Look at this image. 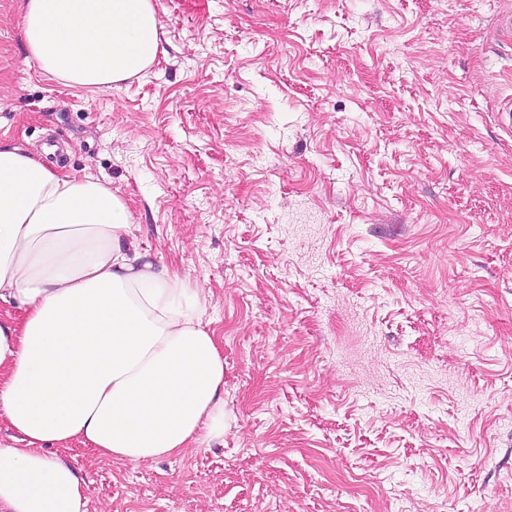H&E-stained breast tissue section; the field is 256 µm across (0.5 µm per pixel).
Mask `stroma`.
Masks as SVG:
<instances>
[{
	"instance_id": "stroma-1",
	"label": "stroma",
	"mask_w": 512,
	"mask_h": 512,
	"mask_svg": "<svg viewBox=\"0 0 512 512\" xmlns=\"http://www.w3.org/2000/svg\"><path fill=\"white\" fill-rule=\"evenodd\" d=\"M0 0V141L110 182L199 288L224 439L62 455L89 512H512V0H155L88 92Z\"/></svg>"
}]
</instances>
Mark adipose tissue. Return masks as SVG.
I'll return each mask as SVG.
<instances>
[{
	"label": "adipose tissue",
	"mask_w": 512,
	"mask_h": 512,
	"mask_svg": "<svg viewBox=\"0 0 512 512\" xmlns=\"http://www.w3.org/2000/svg\"><path fill=\"white\" fill-rule=\"evenodd\" d=\"M32 59L65 85L107 90L147 71L153 0H21ZM126 201L0 143V512H88L84 483L49 446L130 462L224 435V358L199 289L130 250Z\"/></svg>",
	"instance_id": "adipose-tissue-1"
}]
</instances>
